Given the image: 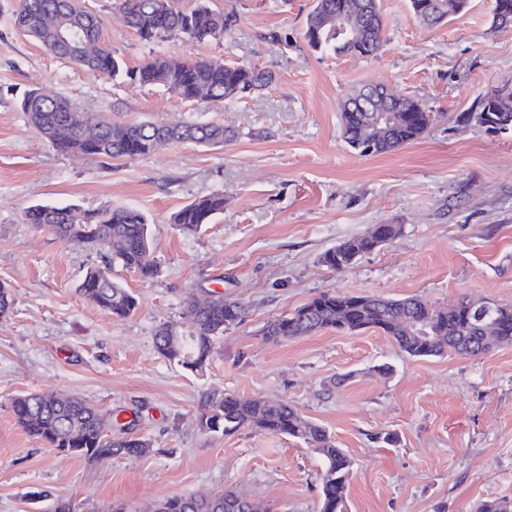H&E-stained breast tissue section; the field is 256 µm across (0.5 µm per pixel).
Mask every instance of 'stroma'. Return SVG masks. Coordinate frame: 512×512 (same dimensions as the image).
<instances>
[{
  "label": "stroma",
  "mask_w": 512,
  "mask_h": 512,
  "mask_svg": "<svg viewBox=\"0 0 512 512\" xmlns=\"http://www.w3.org/2000/svg\"><path fill=\"white\" fill-rule=\"evenodd\" d=\"M114 0H84L107 17L104 41L136 68L150 57L222 59L276 74L235 103L200 107L159 86L93 75L20 34L19 0H0V512H76L113 502L152 512L174 495L232 489L268 512H319L324 461L297 440L203 428L208 399L224 392L285 400L323 427L353 461L347 512H475L512 500V344L475 357L414 358L370 329L323 330L282 343L262 326L328 289L435 306L460 300L512 305V133L456 122L476 98L512 91V28L492 23L494 0H470L441 26L409 0H381L383 45L373 55L312 52L311 0H212L237 27L221 42L173 33L147 43L114 20ZM286 33L288 46L266 42ZM371 84L418 100L433 120L397 150L359 156L342 139L345 102ZM36 89L68 97L115 122H219L235 130L220 148L182 143L106 163L57 152L16 105ZM223 194L212 224L186 234L171 218ZM36 203L139 209L149 219L158 276L115 270L140 299L119 319L79 288L100 250L33 230ZM376 224L393 241L335 272L320 257ZM224 293L248 312L226 330L205 371L162 358L159 325L180 320L188 294ZM83 397L131 424L150 454L88 462L51 452L16 422L27 392Z\"/></svg>",
  "instance_id": "35a3bbf8"
}]
</instances>
